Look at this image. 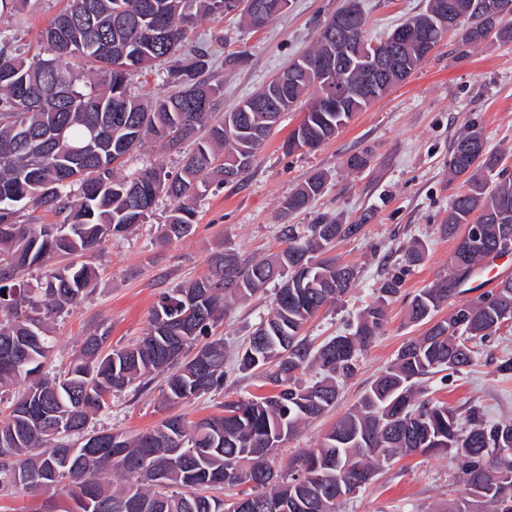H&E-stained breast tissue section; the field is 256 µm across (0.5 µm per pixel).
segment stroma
I'll list each match as a JSON object with an SVG mask.
<instances>
[{"instance_id": "stroma-1", "label": "stroma", "mask_w": 512, "mask_h": 512, "mask_svg": "<svg viewBox=\"0 0 512 512\" xmlns=\"http://www.w3.org/2000/svg\"><path fill=\"white\" fill-rule=\"evenodd\" d=\"M368 34L377 39L404 20L421 13L425 0H362ZM66 5L65 0H22L17 11L0 19V31L14 40L21 56H44L42 32ZM341 0H290L285 14L254 29L238 16L196 17L186 31V47H203L211 54L208 78L221 84L220 112H228L265 85L289 62L313 45L320 26L340 7ZM244 55L237 67L225 57ZM303 117L302 106L285 113L249 175L241 184L211 188L198 202L195 232L167 243L159 236L170 202L161 199L135 233L110 242L96 259L97 289L88 299L55 320L53 365H68L79 341L98 325L111 330L112 344L122 346L148 326L160 295L206 275L211 256L232 244L240 254L262 258L281 246L278 210L293 188L311 173H325L322 196L293 223H313L330 215L342 223H362L361 232L337 243L334 253L352 265L357 278L342 303L324 307L305 328L323 340L344 330L371 303L384 274L400 263L403 244L425 243L423 261L407 274L399 295L386 307L381 334L363 352L356 375L348 380L332 413L310 421L279 452L281 460L316 448L337 416L357 404L371 383L395 360L400 347L420 336L422 327L408 324L405 310L412 296L448 271L454 240L437 228L448 213L461 180H450V146L465 125L476 124L487 146L502 151L503 166L512 176V44L487 38L463 44L459 34L445 37L407 77L351 122L332 140L312 151L285 153L282 144ZM370 150L371 167L361 173L346 169L348 155ZM275 291L230 303L223 323L214 331L223 338L227 358L254 324L274 304ZM512 353V326L501 328L495 342L480 350L473 366L448 381L428 382L431 398L455 408L480 407L491 421L512 419V379L496 370L498 358ZM258 379L230 371L223 392L193 402L166 406L160 385L126 392L113 399L112 411L101 424L137 434L174 414L198 420L220 410L225 397L258 394ZM464 483L448 459L415 454L383 467L372 483L351 495L337 512H441L462 495Z\"/></svg>"}]
</instances>
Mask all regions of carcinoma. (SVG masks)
I'll use <instances>...</instances> for the list:
<instances>
[{
    "label": "carcinoma",
    "mask_w": 512,
    "mask_h": 512,
    "mask_svg": "<svg viewBox=\"0 0 512 512\" xmlns=\"http://www.w3.org/2000/svg\"><path fill=\"white\" fill-rule=\"evenodd\" d=\"M225 0H196L197 12L220 17ZM264 26L284 13L282 0H259ZM461 39L479 44L489 34L512 43V20L499 17V0H455ZM429 13L400 27L409 41L393 50L396 65L379 74L372 97L356 87L365 63L357 58L323 74L294 69L270 93L289 109L307 99L303 119L282 148L312 150L334 137L357 112L403 81L437 46L445 32L429 27ZM193 16L184 0H66L45 28L47 56L18 57L0 31V389L17 382L23 392L0 413V490L66 493V512H336V502L366 487L376 470L404 456L444 453L465 485L448 512H512V420L491 422L470 408L465 417L426 396L420 384L437 373L450 377L473 365L503 325L512 324V277L476 299L438 313L489 257L512 251V178L502 158L486 149L480 128L467 126L453 141L448 170L466 190L452 200L439 232L456 240L448 273L420 290L407 308L408 322L424 325L358 403L339 417L318 447L288 459L275 471L278 448L307 422L330 411L339 382L357 370L364 349L381 331L389 300L399 294L408 268L424 247H405L404 264L389 272L355 326L314 344L305 323L326 304L342 301L355 274L331 255L336 241L356 235L359 224L319 217L300 230L282 225L284 247L270 258L246 260L231 246L212 257V274L163 294L135 343L115 347L109 330L96 328L74 350L68 370L49 375L53 351L49 323L92 295L90 259L106 242L146 223L162 195L171 201L160 227L167 242L195 231L198 199L214 181L245 180L278 125L262 104L264 91L230 112L217 106L221 87L204 77L209 53L182 52ZM166 37L157 40L155 27ZM334 32L323 25L306 55L328 52ZM169 62L167 95L145 102L129 92L131 77ZM192 140L179 172L156 165L121 176L123 159L147 142L178 152ZM326 177L310 175L282 203L280 216L303 211L324 191ZM61 217L26 224L23 212ZM66 264L50 265L54 257ZM45 269L37 288L13 285L28 267ZM280 281L272 313L237 351L241 372L272 387L266 394L228 399L215 415L189 421L171 415L153 429L126 435L97 427L112 398L145 390L163 377L162 401L179 404L224 389V340L213 337L227 302L251 297ZM316 366L313 383L300 375ZM98 435L105 443L86 456L69 450ZM124 480L109 485L97 475ZM251 492H233L243 483Z\"/></svg>",
    "instance_id": "cac0c4a2"
}]
</instances>
